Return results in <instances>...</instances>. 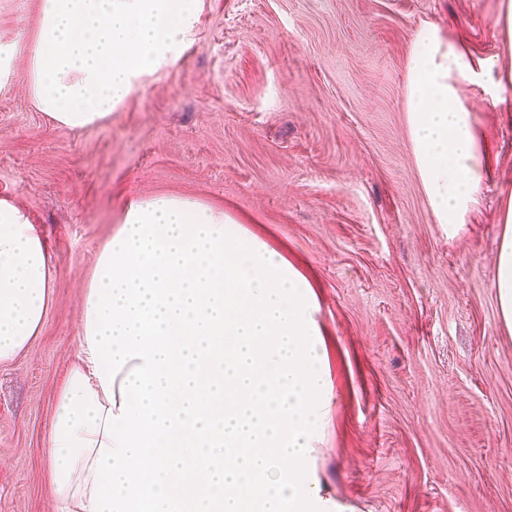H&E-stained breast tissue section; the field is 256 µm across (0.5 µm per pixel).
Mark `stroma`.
Masks as SVG:
<instances>
[{"instance_id":"stroma-1","label":"stroma","mask_w":512,"mask_h":512,"mask_svg":"<svg viewBox=\"0 0 512 512\" xmlns=\"http://www.w3.org/2000/svg\"><path fill=\"white\" fill-rule=\"evenodd\" d=\"M502 0H200L178 62L103 125L39 112V0H0V199L45 239L53 300L0 363V512H54L46 434L82 286L130 200L201 202L317 283L335 408L317 465L345 512H512V330L492 288L512 202ZM500 66L465 83L489 175L456 235L419 179L404 97L424 23ZM500 104H493V97Z\"/></svg>"}]
</instances>
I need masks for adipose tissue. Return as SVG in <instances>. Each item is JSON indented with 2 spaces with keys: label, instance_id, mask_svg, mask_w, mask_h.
Masks as SVG:
<instances>
[{
  "label": "adipose tissue",
  "instance_id": "obj_1",
  "mask_svg": "<svg viewBox=\"0 0 512 512\" xmlns=\"http://www.w3.org/2000/svg\"><path fill=\"white\" fill-rule=\"evenodd\" d=\"M199 0H39L28 91L70 128L102 125L181 57ZM432 25L405 93L437 223H463L486 166L462 94L478 67ZM495 260L512 329V203ZM45 240L0 200V363L27 349L51 302ZM80 354L46 438L60 512H320L315 443L333 408L313 283L223 211L132 201L84 285Z\"/></svg>",
  "mask_w": 512,
  "mask_h": 512
}]
</instances>
